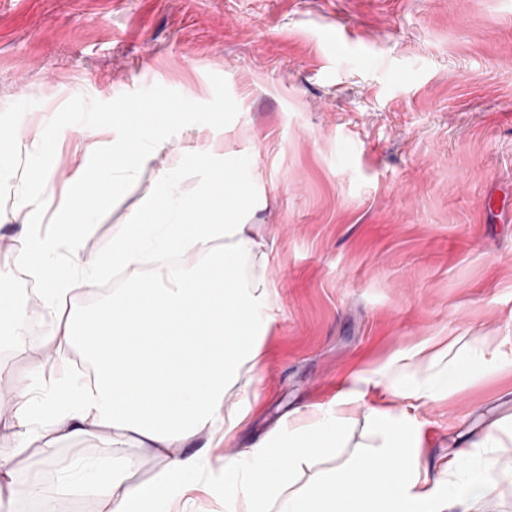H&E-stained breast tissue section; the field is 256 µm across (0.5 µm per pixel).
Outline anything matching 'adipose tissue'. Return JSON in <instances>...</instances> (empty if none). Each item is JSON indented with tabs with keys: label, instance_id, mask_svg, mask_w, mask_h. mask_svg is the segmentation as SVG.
I'll use <instances>...</instances> for the list:
<instances>
[{
	"label": "adipose tissue",
	"instance_id": "ef3b65f1",
	"mask_svg": "<svg viewBox=\"0 0 512 512\" xmlns=\"http://www.w3.org/2000/svg\"><path fill=\"white\" fill-rule=\"evenodd\" d=\"M169 129L167 113L125 112L112 136L117 162L101 171L102 184L117 191L135 180ZM190 169L201 176L193 196L182 189ZM253 185L248 166L226 163L220 146L180 149L157 171L129 223L113 234L111 252L96 262L60 264L51 235L16 239L15 265L34 268L43 301L56 309L48 341L57 374L9 396L14 453L44 424L67 437L108 429L132 442L133 455L165 454L158 478L146 484L130 482V457L78 465V486L100 497L108 512H173L177 496L214 464L224 473V512H470L472 502L498 487L496 460L481 462L479 478L465 491L450 489L448 476L473 452L457 449L429 470L421 460L423 437L390 390L371 407L379 434L373 453L296 486L304 467L335 454L352 421V399L379 385L373 370L355 374L333 406L289 413L249 449L227 450L251 409L249 392L230 403L227 391L246 364L257 362L273 322L268 246L248 222ZM114 269L128 273L123 287L81 313L67 311L71 285L95 290ZM460 342L425 339L399 351L387 367H435L439 380L451 383L460 370L452 354ZM74 350L92 376L71 368ZM198 438L203 449L185 453ZM220 446L224 455L211 461L209 449Z\"/></svg>",
	"mask_w": 512,
	"mask_h": 512
}]
</instances>
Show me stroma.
<instances>
[{"mask_svg":"<svg viewBox=\"0 0 512 512\" xmlns=\"http://www.w3.org/2000/svg\"><path fill=\"white\" fill-rule=\"evenodd\" d=\"M342 32L346 45H336ZM193 91L206 136L251 165L267 205L251 223L271 249L275 320L239 433L246 446L293 410L328 407L350 375L433 336L461 350L455 384L410 408L436 467L512 417V0H0V110L30 99L24 143L72 97L110 101L135 84ZM111 135L69 126L45 192ZM170 139L80 246L108 252ZM20 354L0 353V393L50 376L46 305ZM373 397L356 400L344 458L374 441ZM64 461L112 458L106 435L36 427L0 482V512H105L61 486ZM40 479L45 496L31 493Z\"/></svg>","mask_w":512,"mask_h":512,"instance_id":"obj_1","label":"stroma"}]
</instances>
